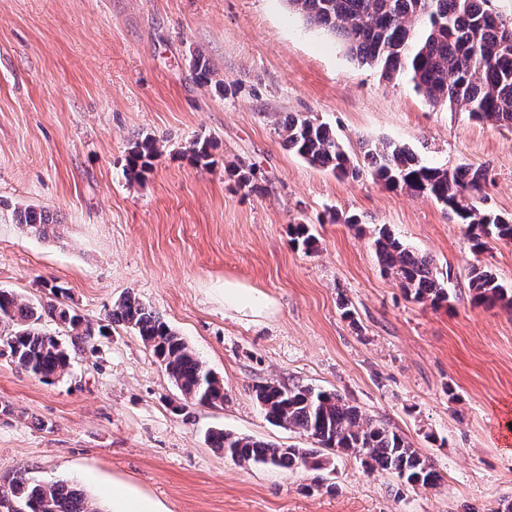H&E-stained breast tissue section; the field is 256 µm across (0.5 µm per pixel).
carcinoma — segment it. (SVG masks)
Listing matches in <instances>:
<instances>
[{"mask_svg":"<svg viewBox=\"0 0 512 512\" xmlns=\"http://www.w3.org/2000/svg\"><path fill=\"white\" fill-rule=\"evenodd\" d=\"M489 0H288L290 9L307 23L336 36L359 64L377 68L390 81L407 76L414 89L433 104L461 110L478 121L512 129V21L502 19ZM193 71L202 86L224 88V79L201 56ZM283 146L310 165L339 176L356 177L360 165L324 123L307 116H290L281 125ZM207 140H195L187 150L195 164L212 163ZM161 154L157 140H137L128 151L127 172L134 179L150 170ZM364 160L371 173L386 185L415 197L430 198L448 208L468 229L474 252L486 239L512 241V215L498 214L483 205L488 181L485 168L454 169L431 165L412 148L389 140L365 143ZM242 189H256L253 166L228 168ZM15 222L46 237L56 220L45 209L27 206L15 211ZM292 241L313 248L306 224L290 225ZM375 255L382 271L394 278L406 297L433 309L449 303V292L438 276L434 260L420 254L390 233L379 230ZM472 301L485 308L512 307V290L504 288L485 266L470 270ZM69 331L68 341L42 329L45 319ZM112 322L122 323L140 337L161 368L191 405L220 407L227 394L224 381L174 329L132 294L112 307ZM94 336V328L75 308L59 301L35 303L0 289V357L44 382L63 376L71 360ZM267 421L296 430L317 447L280 448L272 443L227 432L207 434L208 444L239 465H268L288 471L327 470L334 465L325 449L358 458L369 474L387 473L409 484L420 479L436 486L440 474L389 423L373 419L350 405L335 391L306 385L266 381L254 387ZM26 512H105L90 503L72 481L41 483L25 475L0 485Z\"/></svg>","mask_w":512,"mask_h":512,"instance_id":"1","label":"carcinoma"}]
</instances>
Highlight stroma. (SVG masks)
Here are the masks:
<instances>
[{
	"instance_id": "35a3bbf8",
	"label": "stroma",
	"mask_w": 512,
	"mask_h": 512,
	"mask_svg": "<svg viewBox=\"0 0 512 512\" xmlns=\"http://www.w3.org/2000/svg\"><path fill=\"white\" fill-rule=\"evenodd\" d=\"M201 55L232 91L198 86ZM307 115L353 157L389 139L430 164L488 169L491 209L512 215V130L387 81L286 0H0V289L63 302L103 332L54 382L0 357V483L76 480L110 512L119 485L160 512H497L512 500V310L474 306L469 268L512 289V244L473 256L465 225L432 199L362 170L341 177L285 150L278 125ZM162 154L126 175L133 140ZM213 162L194 164V139ZM252 164L245 192L224 168ZM49 210L44 239L15 208ZM302 221L313 251L294 247ZM387 228L433 258L449 306L408 300L377 262ZM258 289L264 316L224 307V284ZM133 293L220 379V407L184 406L113 304ZM353 317H345L341 302ZM277 380L340 393L404 435L442 476L411 487L338 454L330 470L237 465L221 428L311 447L269 423L253 387Z\"/></svg>"
}]
</instances>
